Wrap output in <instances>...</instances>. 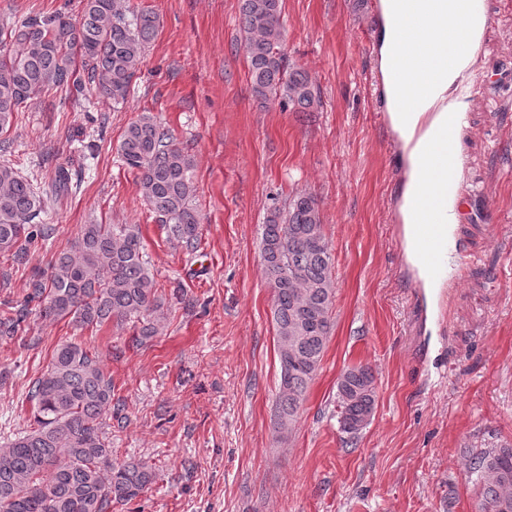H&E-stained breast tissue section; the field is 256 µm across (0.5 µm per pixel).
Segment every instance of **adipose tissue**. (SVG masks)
Returning <instances> with one entry per match:
<instances>
[{"instance_id":"adipose-tissue-1","label":"adipose tissue","mask_w":512,"mask_h":512,"mask_svg":"<svg viewBox=\"0 0 512 512\" xmlns=\"http://www.w3.org/2000/svg\"><path fill=\"white\" fill-rule=\"evenodd\" d=\"M375 56L384 80L382 99L401 151V224H444L458 199L448 192V171L436 153L448 142V119L459 115L461 70L469 52L448 54L450 24L464 16L463 0H378Z\"/></svg>"}]
</instances>
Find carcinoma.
I'll use <instances>...</instances> for the list:
<instances>
[{"label": "carcinoma", "mask_w": 512, "mask_h": 512, "mask_svg": "<svg viewBox=\"0 0 512 512\" xmlns=\"http://www.w3.org/2000/svg\"><path fill=\"white\" fill-rule=\"evenodd\" d=\"M252 89L297 112H312L320 96L308 75L290 66L282 50V0H240ZM159 29L157 16L134 11L126 0H80L70 11L21 14L0 21V152L15 113L49 89L79 98L92 89L117 106L131 90L146 46ZM122 162L156 220L188 252L198 248L200 218L192 204V156L150 117L128 124L118 147ZM72 173L59 166L51 184L33 183L0 162V254L24 257L37 239L53 233L40 223L49 198L71 191ZM261 256L274 288L280 365L275 406L279 430L298 416L320 368L332 329L335 286L332 258L314 197L297 193L273 208L263 225ZM26 303L0 310V332L18 331L27 303L38 300L44 318H71L81 327L108 322L137 325L141 344L160 333L164 316L157 282L136 224H84L70 248L30 282ZM338 423L356 435L376 408L372 369H347L337 382ZM29 400L34 423L0 445V512H110L142 496L156 482L147 463L113 457L104 419L112 412V377L99 355L74 342L60 345L47 371L35 379ZM469 472L479 487L475 512H512V445L486 448Z\"/></svg>", "instance_id": "carcinoma-1"}]
</instances>
